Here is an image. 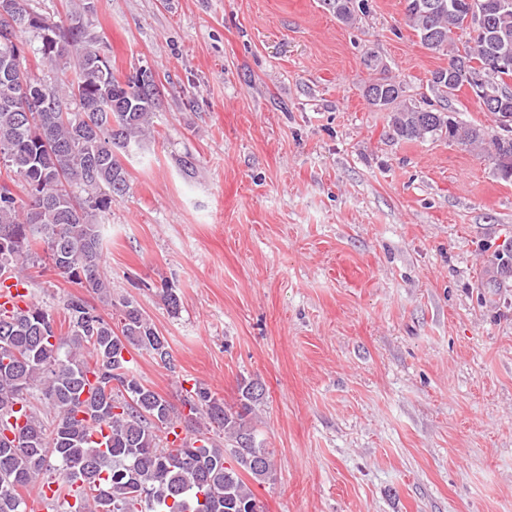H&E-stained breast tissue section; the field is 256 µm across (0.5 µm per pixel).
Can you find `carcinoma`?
Returning a JSON list of instances; mask_svg holds the SVG:
<instances>
[{"instance_id":"carcinoma-1","label":"carcinoma","mask_w":512,"mask_h":512,"mask_svg":"<svg viewBox=\"0 0 512 512\" xmlns=\"http://www.w3.org/2000/svg\"><path fill=\"white\" fill-rule=\"evenodd\" d=\"M405 22L448 66L431 72L420 99L403 100V83L373 79L368 104L391 110L394 134L407 141L443 140L473 146L491 140L490 159L512 156V128L489 134L448 110L445 102L488 58L512 52V0H471L485 17L481 32L445 6L432 14L404 0ZM336 19L352 26L368 12L367 0H322ZM25 21L14 41H0V58L16 59L20 88L0 73V277L25 279L40 262L65 281L98 295L114 310L109 321L85 300L65 301L67 332L48 310L29 303L0 307V512H28L24 490L59 472L75 498L68 512H254L259 502L246 482L262 484L274 472L273 451L258 444L252 415L265 395L259 382L239 383L237 408L196 384L187 392L186 435L179 437L169 401L145 386L123 353L137 349L172 365L168 343L143 311L112 296L103 271L101 213L123 197L128 173L120 158L151 134L160 88L134 73L124 81L101 58L99 38L76 21L67 28L10 0ZM33 34L34 41L22 39ZM45 60L54 76L33 77L26 50ZM512 70L497 71L489 90L512 107ZM43 253H38V250ZM55 411L46 426L29 397ZM204 421L230 447L200 439ZM175 440L160 445V435Z\"/></svg>"}]
</instances>
